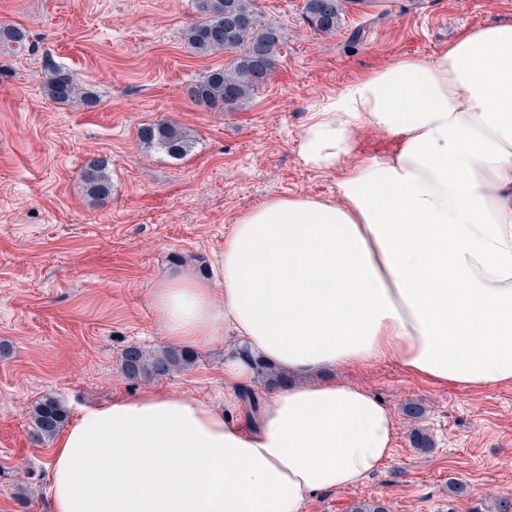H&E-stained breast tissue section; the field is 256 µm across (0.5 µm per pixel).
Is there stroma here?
I'll list each match as a JSON object with an SVG mask.
<instances>
[{
  "label": "stroma",
  "instance_id": "stroma-1",
  "mask_svg": "<svg viewBox=\"0 0 512 512\" xmlns=\"http://www.w3.org/2000/svg\"><path fill=\"white\" fill-rule=\"evenodd\" d=\"M305 0H255L285 42L252 99L218 112L188 85L234 53L197 55L183 39L193 0H0V25L26 30L29 51L0 54V512H50L52 440L34 442L30 413L50 394L69 417L147 389L224 404V345L195 347L186 370L131 381L121 354L168 346L153 289L181 272L212 278L238 217L273 197L324 199L338 172L306 169L297 143L314 110L357 76L405 56L427 58L489 21L512 24V0H354L337 30L310 28ZM69 69L96 91L91 108L49 99L39 76ZM166 120L194 141L173 159L141 128ZM110 162L112 192L97 201L80 177ZM392 410L396 446L356 488L323 493L303 512H498L512 501V384L463 389L409 375L394 361L336 370ZM420 402L413 419L403 408ZM427 434L429 452L414 448ZM461 485L449 495V482Z\"/></svg>",
  "mask_w": 512,
  "mask_h": 512
}]
</instances>
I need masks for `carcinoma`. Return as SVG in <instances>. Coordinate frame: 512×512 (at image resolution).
I'll return each instance as SVG.
<instances>
[{"label":"carcinoma","instance_id":"obj_1","mask_svg":"<svg viewBox=\"0 0 512 512\" xmlns=\"http://www.w3.org/2000/svg\"><path fill=\"white\" fill-rule=\"evenodd\" d=\"M348 0H306L305 19L321 33L336 31L348 9ZM199 18L183 33L185 43L198 55L237 52L239 56L227 67L216 68L192 84L189 96L197 103L224 110L252 97L270 79L284 44L282 29L263 23L254 0H195ZM26 31L14 26H0V51L18 53L26 48ZM46 95L64 105L92 106L97 95L63 68L51 69L42 80ZM141 140L173 159H182L192 151V140L166 120L141 130ZM81 180L87 193L104 198L112 189L109 161L96 157L83 166ZM193 353L173 346L147 351L137 345L127 347L121 357V369L129 380H154L187 369ZM257 377L265 386H276L285 375L271 365L256 364ZM32 438L38 442L52 438L63 428L68 411L55 397L46 395L32 407Z\"/></svg>","mask_w":512,"mask_h":512}]
</instances>
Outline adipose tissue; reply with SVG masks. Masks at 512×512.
Listing matches in <instances>:
<instances>
[{"label":"adipose tissue","mask_w":512,"mask_h":512,"mask_svg":"<svg viewBox=\"0 0 512 512\" xmlns=\"http://www.w3.org/2000/svg\"><path fill=\"white\" fill-rule=\"evenodd\" d=\"M367 125L396 149L355 159ZM297 153L319 172L355 164L335 198L277 197L239 216L216 269L222 304L186 273L158 285L168 339L232 331L235 387L255 358L296 377L393 359L443 385H511L512 25L351 80L311 114ZM394 446L391 409L343 381L277 389L246 417L145 390L67 425L47 495L51 512H302Z\"/></svg>","instance_id":"1"}]
</instances>
